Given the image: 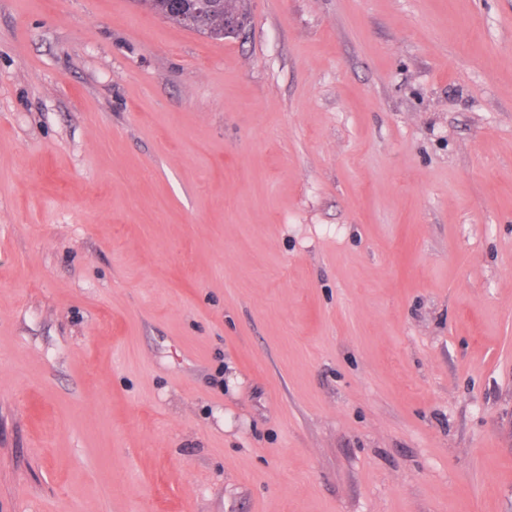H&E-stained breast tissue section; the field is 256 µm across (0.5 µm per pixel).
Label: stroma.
I'll return each mask as SVG.
<instances>
[{"mask_svg": "<svg viewBox=\"0 0 512 512\" xmlns=\"http://www.w3.org/2000/svg\"><path fill=\"white\" fill-rule=\"evenodd\" d=\"M0 0V512H512V0ZM137 2L142 4L141 6L148 11L157 15L167 14L168 10L172 15L167 16V19L213 39H223L225 36H228L226 34H235L240 28V18L236 13L228 17L224 26V14L235 11L231 5L232 2H236L235 0H214L213 4L215 7L212 11L193 14V21L191 23H186L177 16L179 14L193 13L195 11L193 0H137Z\"/></svg>", "mask_w": 512, "mask_h": 512, "instance_id": "35a3bbf8", "label": "stroma"}]
</instances>
